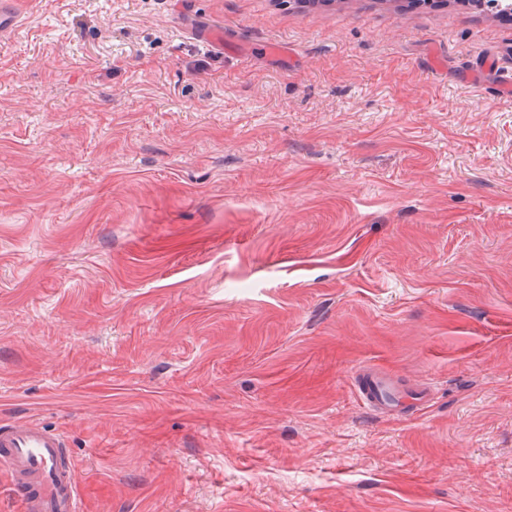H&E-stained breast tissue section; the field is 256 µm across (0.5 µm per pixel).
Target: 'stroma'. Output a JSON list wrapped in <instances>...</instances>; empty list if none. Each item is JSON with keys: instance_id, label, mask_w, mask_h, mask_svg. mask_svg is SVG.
I'll list each match as a JSON object with an SVG mask.
<instances>
[{"instance_id": "1", "label": "stroma", "mask_w": 512, "mask_h": 512, "mask_svg": "<svg viewBox=\"0 0 512 512\" xmlns=\"http://www.w3.org/2000/svg\"><path fill=\"white\" fill-rule=\"evenodd\" d=\"M12 2L0 422L83 512H512V16ZM357 387L366 406L381 414L393 415V408L404 405L406 401L417 410L424 409L430 402L429 395L420 389L392 391L390 385L372 369L359 372Z\"/></svg>"}]
</instances>
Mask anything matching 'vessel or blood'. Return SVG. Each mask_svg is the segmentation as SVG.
I'll return each instance as SVG.
<instances>
[{
    "mask_svg": "<svg viewBox=\"0 0 512 512\" xmlns=\"http://www.w3.org/2000/svg\"><path fill=\"white\" fill-rule=\"evenodd\" d=\"M357 387L366 406L382 414L407 403L421 410L430 401L420 389L391 391L371 369L359 372ZM0 462L12 475L23 512H82L75 461L60 432L27 420L2 422Z\"/></svg>",
    "mask_w": 512,
    "mask_h": 512,
    "instance_id": "vessel-or-blood-1",
    "label": "vessel or blood"
}]
</instances>
